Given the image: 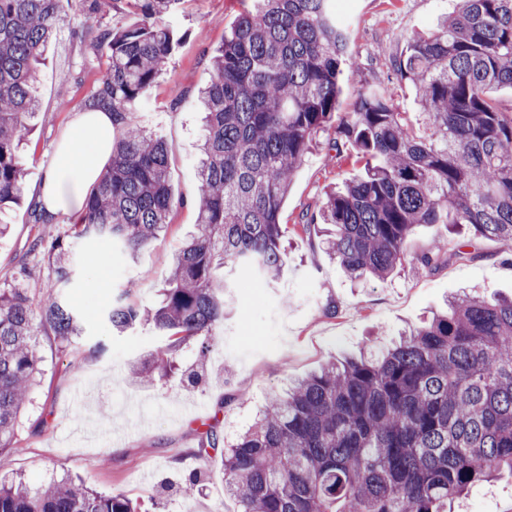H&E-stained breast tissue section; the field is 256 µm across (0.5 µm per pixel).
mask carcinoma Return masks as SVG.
Returning <instances> with one entry per match:
<instances>
[{"label": "carcinoma", "mask_w": 512, "mask_h": 512, "mask_svg": "<svg viewBox=\"0 0 512 512\" xmlns=\"http://www.w3.org/2000/svg\"><path fill=\"white\" fill-rule=\"evenodd\" d=\"M83 2L76 29L95 32L89 50L105 47L108 59L87 107L112 113L122 137L72 235L133 254L165 229L174 207L165 145L135 112L176 41L156 20L179 0H132L140 18L120 29L103 20L122 0ZM460 2L393 60L415 90L427 136H416L376 88L341 123L334 158L356 157L364 174L326 191L318 214L332 227L326 253L352 278L388 280L422 224H462L512 253V108L490 96L512 88V0ZM66 21L60 0H0V213L24 195L38 65ZM348 64L334 0H253L240 14L212 56L203 92L196 233L171 259L160 307L120 301L107 316L112 330L150 324L171 337L164 354L172 359L181 342L223 325L227 282L217 269L283 275L282 203L295 169L335 122ZM35 247L51 259L56 282L69 285V249L57 239ZM466 254L439 247L415 265L433 270ZM42 328L67 342L83 333L60 296L0 289V459L12 455L17 415L37 382ZM163 362L137 363L131 378L148 383ZM219 444L211 425L195 454L209 459ZM223 462L224 495L236 512H453L472 486L512 472V298L464 293L392 347L297 381L272 396ZM0 512L136 507L65 477L34 492L0 481Z\"/></svg>", "instance_id": "obj_1"}]
</instances>
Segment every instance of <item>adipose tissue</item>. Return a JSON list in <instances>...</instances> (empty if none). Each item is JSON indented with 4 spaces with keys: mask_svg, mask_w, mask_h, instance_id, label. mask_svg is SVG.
<instances>
[{
    "mask_svg": "<svg viewBox=\"0 0 512 512\" xmlns=\"http://www.w3.org/2000/svg\"><path fill=\"white\" fill-rule=\"evenodd\" d=\"M113 132L110 114L80 113L73 142L62 145L55 163L44 174L40 201L48 214L81 211L85 187L96 184L102 162L112 151Z\"/></svg>",
    "mask_w": 512,
    "mask_h": 512,
    "instance_id": "1",
    "label": "adipose tissue"
}]
</instances>
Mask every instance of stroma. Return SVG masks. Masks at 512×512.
I'll return each mask as SVG.
<instances>
[{
    "mask_svg": "<svg viewBox=\"0 0 512 512\" xmlns=\"http://www.w3.org/2000/svg\"><path fill=\"white\" fill-rule=\"evenodd\" d=\"M243 7V0H181L166 19L180 39L137 119L165 143L175 206L165 230L133 258L106 242L69 237L73 215L39 224L31 214L29 203L38 199L46 169L73 135L107 63L106 55H87L85 41L66 27L48 49L38 85L40 112L25 148L24 200L9 209V231L0 238V288L20 287L36 299L54 293L48 258L31 246L40 237L66 238L76 280L64 295L86 320L87 334L72 342L47 331L37 338L41 373L17 417L19 449L5 469L31 488L69 475L93 490L123 493L142 512H182L187 500L193 512H235L224 495L220 456L204 462L193 454L208 425L224 438L244 432L267 399L289 383L329 361L388 346L456 293L512 295V256L491 240L478 242V258L431 272L412 273L406 263L384 283L350 281L322 248L324 225L308 233L300 228L318 212L327 188L361 172L352 162L330 158L338 136L333 127L320 134L291 180L281 215L288 226L284 276L269 283L251 269L229 273L232 311L223 329L208 348L192 340L181 351L184 373H196L197 382L185 376L148 384L130 379V364L160 355L168 338L147 326L115 335L101 317L124 291L141 307H156L170 260L196 230L198 95L225 29ZM456 8V0H348L342 21L352 58L338 112L352 111L371 86L389 91L398 111L416 112L414 91L396 77L392 61L409 36L432 29ZM196 471L202 480L186 493L187 477ZM458 512H512V474L471 488Z\"/></svg>",
    "mask_w": 512,
    "mask_h": 512,
    "instance_id": "obj_1",
    "label": "stroma"
}]
</instances>
